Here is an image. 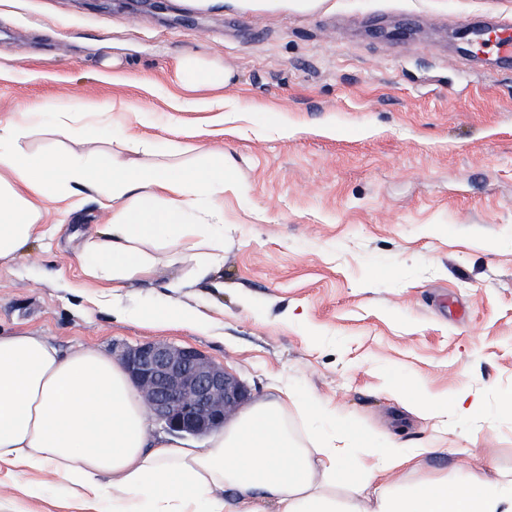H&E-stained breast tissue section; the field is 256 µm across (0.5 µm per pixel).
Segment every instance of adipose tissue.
<instances>
[{
  "label": "adipose tissue",
  "instance_id": "adipose-tissue-1",
  "mask_svg": "<svg viewBox=\"0 0 512 512\" xmlns=\"http://www.w3.org/2000/svg\"><path fill=\"white\" fill-rule=\"evenodd\" d=\"M183 89L224 87L230 73L193 55L177 60ZM34 112L0 120V263L40 232L46 204L89 190L111 201L112 220L81 252L84 276L110 289L152 275L161 249L203 268L224 259V168L174 164L145 170L142 136L114 141L108 169L19 145ZM288 389L255 404L198 448L154 435L120 362L96 348L62 353L46 337L0 336V464L63 482L117 512H512V488L480 473L408 486L424 451L390 446L356 460L371 492L341 500L349 472L335 440L301 446L288 428Z\"/></svg>",
  "mask_w": 512,
  "mask_h": 512
}]
</instances>
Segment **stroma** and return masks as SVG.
<instances>
[{
  "instance_id": "35a3bbf8",
  "label": "stroma",
  "mask_w": 512,
  "mask_h": 512,
  "mask_svg": "<svg viewBox=\"0 0 512 512\" xmlns=\"http://www.w3.org/2000/svg\"><path fill=\"white\" fill-rule=\"evenodd\" d=\"M512 15V0H319L306 12L201 10L190 0H0V120L42 112L29 151L82 154L85 134L50 133L61 110L112 108L111 141L151 137L132 155L180 164L227 160L224 262L208 274L163 264L114 306L82 273V241L112 211L51 205L46 238L0 264V332L62 350L109 353L145 342L192 346L249 392L244 409L288 386L301 438L336 428L371 449L424 454L407 481L460 479L493 459L512 480V69L460 59L458 20ZM230 66L223 92L175 95L174 64ZM119 62L120 82L102 77ZM184 288L170 291L173 279ZM174 302L206 329L143 321ZM479 395L462 416H422L394 396ZM40 495H29L33 484ZM0 512H93L76 491L0 465Z\"/></svg>"
}]
</instances>
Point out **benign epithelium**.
<instances>
[{"label": "benign epithelium", "instance_id": "1", "mask_svg": "<svg viewBox=\"0 0 512 512\" xmlns=\"http://www.w3.org/2000/svg\"><path fill=\"white\" fill-rule=\"evenodd\" d=\"M150 418L181 437H206L224 428L248 400L246 385L194 347L147 342L119 354Z\"/></svg>", "mask_w": 512, "mask_h": 512}]
</instances>
